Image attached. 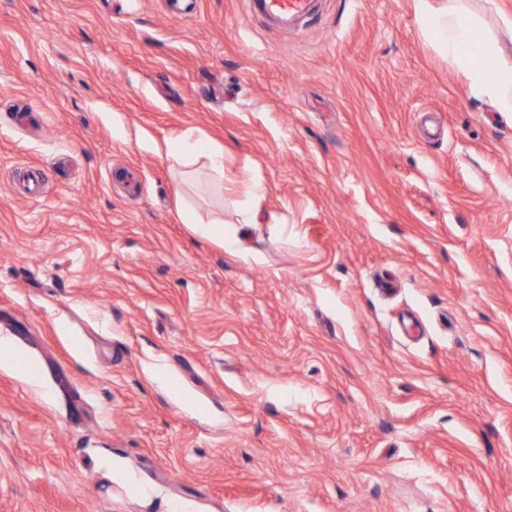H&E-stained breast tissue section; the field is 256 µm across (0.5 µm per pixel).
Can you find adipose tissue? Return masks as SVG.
<instances>
[{"instance_id": "1", "label": "adipose tissue", "mask_w": 512, "mask_h": 512, "mask_svg": "<svg viewBox=\"0 0 512 512\" xmlns=\"http://www.w3.org/2000/svg\"><path fill=\"white\" fill-rule=\"evenodd\" d=\"M423 34L449 61L465 68L473 97L491 102L496 111L512 115V58L503 54L493 37L485 35L478 17L465 0H414ZM484 40V61L475 64L471 48L476 38ZM169 155L204 160L203 172L216 184L224 183V149L184 130L167 146Z\"/></svg>"}]
</instances>
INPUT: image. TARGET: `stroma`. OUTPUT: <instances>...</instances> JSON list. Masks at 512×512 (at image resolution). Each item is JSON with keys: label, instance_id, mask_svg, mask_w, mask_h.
Returning a JSON list of instances; mask_svg holds the SVG:
<instances>
[{"label": "stroma", "instance_id": "stroma-1", "mask_svg": "<svg viewBox=\"0 0 512 512\" xmlns=\"http://www.w3.org/2000/svg\"><path fill=\"white\" fill-rule=\"evenodd\" d=\"M4 336L0 512H512V116L413 0H0ZM260 11L268 17L305 16L310 12L311 0H261ZM169 155L181 158L190 155L204 159L203 173L207 179L219 186H224V148L197 136L195 130L186 129L167 145ZM263 193L259 184L254 181L247 189V199L243 203L241 211L239 212L238 224H247L244 226H250L252 224H262V202Z\"/></svg>", "mask_w": 512, "mask_h": 512}]
</instances>
